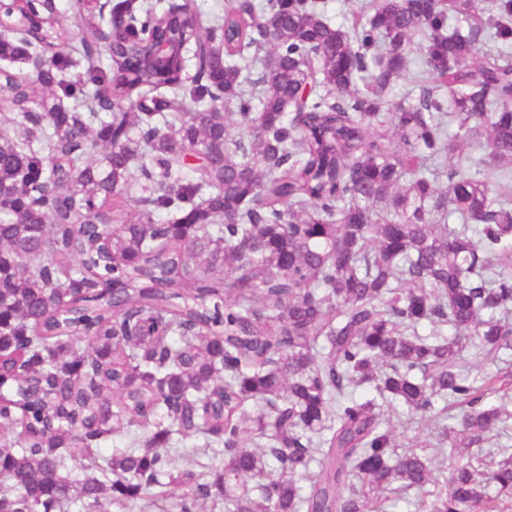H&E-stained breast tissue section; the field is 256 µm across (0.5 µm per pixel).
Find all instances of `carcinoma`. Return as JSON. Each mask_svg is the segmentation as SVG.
I'll use <instances>...</instances> for the list:
<instances>
[{
    "mask_svg": "<svg viewBox=\"0 0 512 512\" xmlns=\"http://www.w3.org/2000/svg\"><path fill=\"white\" fill-rule=\"evenodd\" d=\"M479 3L381 0L349 30L317 0H237L159 31L121 0L128 50L103 62L87 9L39 69L27 33L0 36V512H388L410 489L428 512L512 504L509 448L450 452L438 478L434 451L398 452L376 399L353 397L452 448L504 423L457 361L512 350V65L474 60ZM71 25L59 13L42 43ZM418 31L434 85L390 135ZM168 34L201 45L189 86L178 59L163 77L134 63ZM447 398L465 408L449 425Z\"/></svg>",
    "mask_w": 512,
    "mask_h": 512,
    "instance_id": "1",
    "label": "carcinoma"
}]
</instances>
